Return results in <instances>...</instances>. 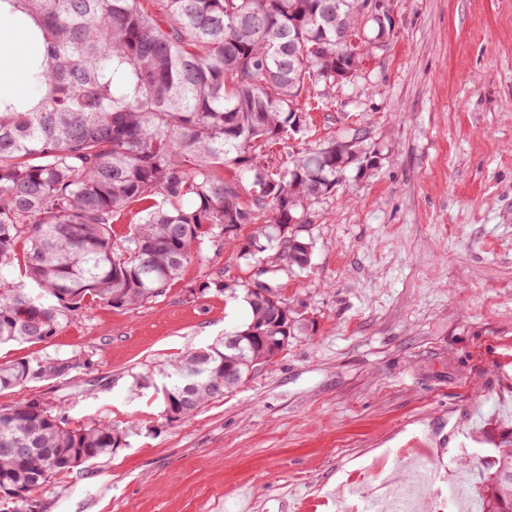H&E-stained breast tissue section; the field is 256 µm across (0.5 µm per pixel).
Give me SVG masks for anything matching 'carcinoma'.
Wrapping results in <instances>:
<instances>
[{
	"label": "carcinoma",
	"mask_w": 512,
	"mask_h": 512,
	"mask_svg": "<svg viewBox=\"0 0 512 512\" xmlns=\"http://www.w3.org/2000/svg\"><path fill=\"white\" fill-rule=\"evenodd\" d=\"M0 0V20H30L28 72L36 97H0V270L22 260L35 287L0 289V345L46 344L92 303L115 309L164 296L202 245L258 225L239 254L274 249L280 271L311 265L304 203L330 192L366 137L353 129L283 170L267 145L303 124L301 96L336 85L348 48L336 21L360 33L358 56L393 34L364 0ZM231 169L234 176H224ZM143 213L122 243L112 224ZM23 245L18 255L17 245ZM268 283L207 279L190 290L243 292V329L176 360L164 413L176 422L241 384L284 351L295 312ZM84 354L23 355L0 363V391L64 378ZM107 419L70 425L39 396L0 409V498L29 508L49 479L125 445ZM26 448L23 458L15 449ZM482 512H512V431L494 443L478 487Z\"/></svg>",
	"instance_id": "carcinoma-1"
}]
</instances>
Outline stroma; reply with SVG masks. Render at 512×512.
Returning <instances> with one entry per match:
<instances>
[{"mask_svg":"<svg viewBox=\"0 0 512 512\" xmlns=\"http://www.w3.org/2000/svg\"><path fill=\"white\" fill-rule=\"evenodd\" d=\"M387 45L346 82L305 102L306 126L268 146L291 157L362 128L364 159L308 201L310 269L277 271L205 244L167 294L137 307L94 304L49 343L5 344L0 362L83 351L65 378L0 392L62 406L73 423L129 432L102 460L52 477L38 512H297L364 473L390 512L406 463L427 448L431 490L457 473L475 487L492 439L512 428V0H394ZM279 286L306 327L272 362L180 422L163 415L165 372L186 351L241 328L239 298L187 294L207 277Z\"/></svg>","mask_w":512,"mask_h":512,"instance_id":"obj_1","label":"stroma"}]
</instances>
